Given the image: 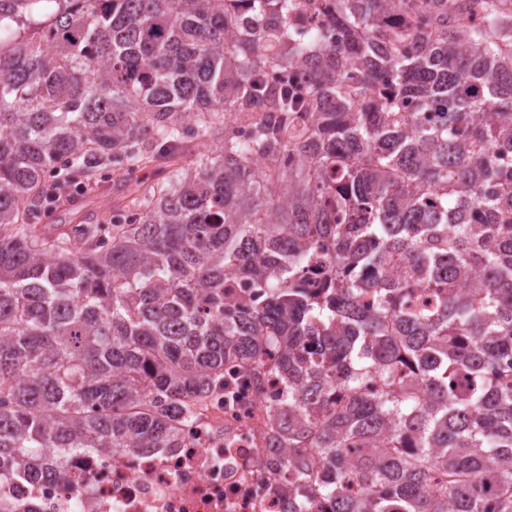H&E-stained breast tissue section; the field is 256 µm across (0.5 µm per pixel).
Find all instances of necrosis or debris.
Instances as JSON below:
<instances>
[{"label": "necrosis or debris", "mask_w": 512, "mask_h": 512, "mask_svg": "<svg viewBox=\"0 0 512 512\" xmlns=\"http://www.w3.org/2000/svg\"><path fill=\"white\" fill-rule=\"evenodd\" d=\"M278 386L246 380L237 403L198 402L181 448L42 449L57 473L0 468V512H288L294 471L270 465L267 408Z\"/></svg>", "instance_id": "4bbe7bcc"}]
</instances>
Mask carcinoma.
<instances>
[{
  "label": "carcinoma",
  "instance_id": "cac0c4a2",
  "mask_svg": "<svg viewBox=\"0 0 512 512\" xmlns=\"http://www.w3.org/2000/svg\"><path fill=\"white\" fill-rule=\"evenodd\" d=\"M326 7L341 34H296L295 0H0V466L180 448L267 356L292 512H512V0ZM290 67L305 93L266 78ZM192 132L215 162L181 165ZM159 161L109 218L39 227L53 173Z\"/></svg>",
  "mask_w": 512,
  "mask_h": 512
}]
</instances>
